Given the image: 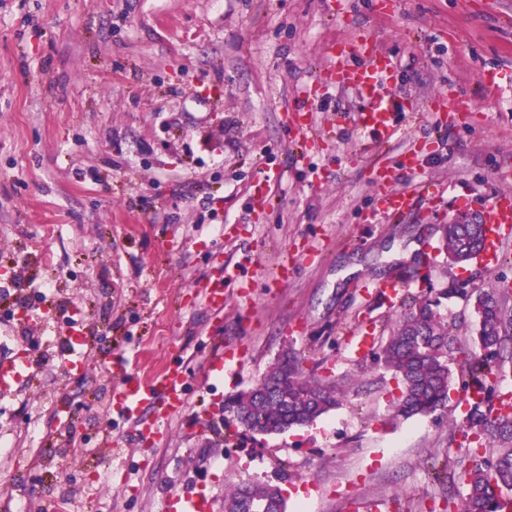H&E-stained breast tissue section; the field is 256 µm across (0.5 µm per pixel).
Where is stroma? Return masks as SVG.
<instances>
[{"label": "stroma", "instance_id": "35a3bbf8", "mask_svg": "<svg viewBox=\"0 0 512 512\" xmlns=\"http://www.w3.org/2000/svg\"><path fill=\"white\" fill-rule=\"evenodd\" d=\"M331 2L0 0V359L39 363L0 396L10 512L67 499L75 512H164L185 491L224 512L242 483L279 486L286 512H458L473 467L448 426L460 386L434 414L395 416L399 381L347 334L389 336L413 297L454 277L512 285V236L492 267H453L438 250L461 192L479 211L512 189V0ZM360 33L390 55L407 106L379 153L356 123L362 99L324 74L326 42ZM438 94L447 111H425ZM382 165L399 187L445 185L438 211L421 199L374 216ZM236 263L214 316L196 291ZM425 263L430 278L401 300L368 296ZM32 307L48 323L22 327ZM443 312L477 349L473 304ZM71 316L88 366L69 376ZM218 345L220 372L208 368ZM289 349L306 376L343 389L338 405L281 434L239 431L227 401ZM171 364L187 406L138 441L110 395Z\"/></svg>", "mask_w": 512, "mask_h": 512}]
</instances>
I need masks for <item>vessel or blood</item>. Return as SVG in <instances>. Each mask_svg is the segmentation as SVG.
I'll list each match as a JSON object with an SVG mask.
<instances>
[{
  "label": "vessel or blood",
  "mask_w": 512,
  "mask_h": 512,
  "mask_svg": "<svg viewBox=\"0 0 512 512\" xmlns=\"http://www.w3.org/2000/svg\"><path fill=\"white\" fill-rule=\"evenodd\" d=\"M357 52L363 54V64L349 66L348 57ZM325 55L327 77L336 83L352 86L367 101L366 107L357 117V124L370 136L368 150L374 151L390 143L397 132L392 121L394 100L389 91V79L393 71L391 57L365 36L359 37L353 43H330ZM388 179L387 168H378L376 180L380 188L375 197L378 214L388 217L402 214L411 209L416 199L426 198L431 194L428 184L420 183L409 189H396L389 187ZM480 217L489 229L482 260L484 264L490 265L497 260V244L500 239L512 234V193H497L487 202ZM238 276L237 268L228 265L224 268L222 281L204 285L201 295L210 309L223 311L224 286L237 281ZM86 342L83 330H74L68 334V350L62 359L65 371L84 366L86 356L83 348ZM33 370L34 362L25 353L9 361H0V394L9 393L16 384L31 378ZM110 404L133 421L147 407L155 408L160 418H168L182 411L186 404L184 375L180 368L172 366L145 379L135 374L129 375L121 388L111 395ZM166 512H213V504L211 498L198 493H177L168 499Z\"/></svg>",
  "instance_id": "1"
}]
</instances>
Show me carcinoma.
Listing matches in <instances>:
<instances>
[{"instance_id":"1","label":"carcinoma","mask_w":512,"mask_h":512,"mask_svg":"<svg viewBox=\"0 0 512 512\" xmlns=\"http://www.w3.org/2000/svg\"><path fill=\"white\" fill-rule=\"evenodd\" d=\"M442 246L452 264H466L479 253L484 238L480 224H444ZM448 299L474 304L480 352L471 353L448 333L440 307ZM376 360L401 383L395 416L430 415L446 406L452 365L459 367L465 404L458 434L466 439L475 461L461 512H512V398L498 389L505 364H512V288L478 291L468 279H452L434 296L414 303L390 336L380 341ZM330 381L304 375L300 359L283 353L252 389L230 400L229 408L244 429L271 435L305 426L339 401ZM497 443L491 453L487 447ZM275 485L238 486L224 504L235 512H261L275 495Z\"/></svg>"}]
</instances>
